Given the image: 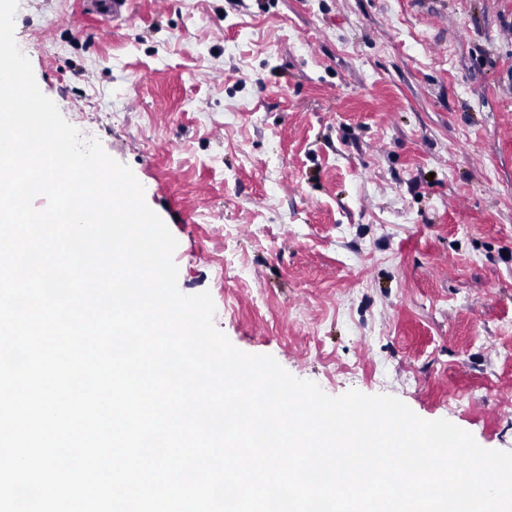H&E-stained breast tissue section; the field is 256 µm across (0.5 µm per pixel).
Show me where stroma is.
<instances>
[{
  "mask_svg": "<svg viewBox=\"0 0 512 512\" xmlns=\"http://www.w3.org/2000/svg\"><path fill=\"white\" fill-rule=\"evenodd\" d=\"M15 39L178 241V287L327 394L512 450V0H18ZM95 9L105 21L125 20L130 10L129 0H96Z\"/></svg>",
  "mask_w": 512,
  "mask_h": 512,
  "instance_id": "obj_1",
  "label": "stroma"
}]
</instances>
